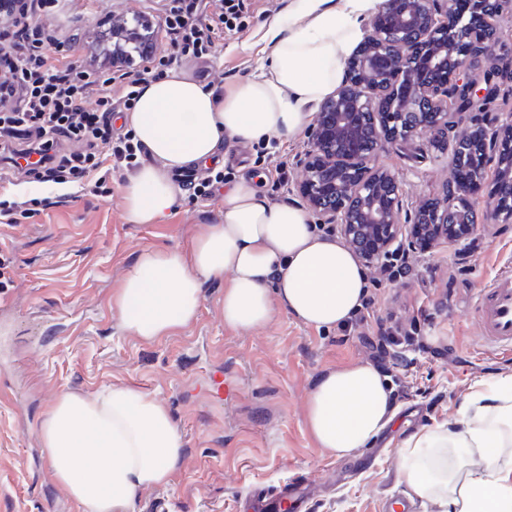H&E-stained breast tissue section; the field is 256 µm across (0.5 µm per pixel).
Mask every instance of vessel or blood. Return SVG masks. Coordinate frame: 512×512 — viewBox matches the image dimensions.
I'll list each match as a JSON object with an SVG mask.
<instances>
[{"label":"vessel or blood","mask_w":512,"mask_h":512,"mask_svg":"<svg viewBox=\"0 0 512 512\" xmlns=\"http://www.w3.org/2000/svg\"><path fill=\"white\" fill-rule=\"evenodd\" d=\"M477 314L483 337L491 346L512 351V272L499 274L482 290ZM304 493L299 481H291L275 494L257 490L252 512H299Z\"/></svg>","instance_id":"vessel-or-blood-1"}]
</instances>
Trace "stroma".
<instances>
[{
    "label": "stroma",
    "mask_w": 512,
    "mask_h": 512,
    "mask_svg": "<svg viewBox=\"0 0 512 512\" xmlns=\"http://www.w3.org/2000/svg\"><path fill=\"white\" fill-rule=\"evenodd\" d=\"M244 28L220 41L206 60L183 71L212 89L252 73L273 20L288 0H246ZM152 25L158 51L168 42L156 0H60L43 21L77 35L74 51L57 55L110 64L109 35L116 20ZM306 134L261 143L226 139L223 157L210 165L225 184L256 177L274 201L301 204L298 161ZM379 162L398 178L407 216L441 197L451 179L448 142L423 135L390 145ZM128 171L108 175L97 194L70 184L50 185L0 175V201L62 198L14 223L0 222V255L11 283L0 304V382L19 391V403L0 402V512H78L44 459L37 437L49 402L63 392L92 394L106 386H133L167 407L183 442L180 469L165 487L138 492L134 512H236L257 486L299 479L307 512H398L408 502L400 477L401 445L424 428L453 427L467 396L481 383L512 374V356L488 346L476 312L480 291L512 271V224L485 222L486 199L470 239L407 256L410 272L369 269L377 297L367 322L315 330L279 313L266 326L235 331L224 326V283L206 282L199 315L158 341L125 334L112 295L147 248H189L198 228L224 219V193L195 195L177 181L176 210L155 224H133L123 205ZM417 324L422 346L403 348L394 368L405 392L395 395L393 421L365 448L336 458L317 447L305 425L308 392L322 372L367 363L365 339L394 323ZM224 369L223 399L210 395L207 374Z\"/></svg>",
    "instance_id": "stroma-1"
}]
</instances>
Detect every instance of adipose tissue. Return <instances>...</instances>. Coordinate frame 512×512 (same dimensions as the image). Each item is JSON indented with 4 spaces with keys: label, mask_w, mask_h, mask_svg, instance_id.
<instances>
[{
    "label": "adipose tissue",
    "mask_w": 512,
    "mask_h": 512,
    "mask_svg": "<svg viewBox=\"0 0 512 512\" xmlns=\"http://www.w3.org/2000/svg\"><path fill=\"white\" fill-rule=\"evenodd\" d=\"M379 0H288L270 28L257 74L224 92L178 71L139 86L126 122L153 158L129 178L124 206L134 224L173 211L169 174L212 159L225 135L246 142L295 138L343 81L344 64ZM224 282V325L247 330L286 312L333 329L362 306L367 275L346 244L317 231L301 208L271 201L243 178L224 192V221L199 227L189 250L147 249L126 272L113 302L124 332L156 341L198 316L204 282ZM394 416L382 374L353 363L321 373L306 424L318 447L344 457L366 447ZM55 480L80 512H133L140 490L167 485L183 439L167 408L132 386L86 397L56 396L38 429ZM401 480L410 499L443 512H512V375L466 402L460 428L428 429L402 444Z\"/></svg>",
    "instance_id": "obj_1"
}]
</instances>
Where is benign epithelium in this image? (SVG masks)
<instances>
[{
    "label": "benign epithelium",
    "instance_id": "1",
    "mask_svg": "<svg viewBox=\"0 0 512 512\" xmlns=\"http://www.w3.org/2000/svg\"><path fill=\"white\" fill-rule=\"evenodd\" d=\"M471 14L456 0H380L345 78L323 102L309 126L311 149L299 162L298 189L321 224L335 227L365 266L400 258L457 232L448 215L472 211L471 199L486 195L493 223L512 221V113L491 112L505 92L504 75H475L470 61L500 50L498 19L512 0H469ZM112 63L127 62L124 43L147 35L112 25ZM482 125L481 164L472 169L455 149L468 142L471 126ZM426 132L448 139L453 179L445 194L422 205L413 223L402 219L403 192L394 174L377 165L388 145L407 143ZM495 181L486 185L487 170Z\"/></svg>",
    "mask_w": 512,
    "mask_h": 512
}]
</instances>
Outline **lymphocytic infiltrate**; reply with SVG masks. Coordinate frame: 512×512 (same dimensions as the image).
Here are the masks:
<instances>
[{"instance_id": "lymphocytic-infiltrate-1", "label": "lymphocytic infiltrate", "mask_w": 512, "mask_h": 512, "mask_svg": "<svg viewBox=\"0 0 512 512\" xmlns=\"http://www.w3.org/2000/svg\"><path fill=\"white\" fill-rule=\"evenodd\" d=\"M56 0H0V169L46 183H74L88 189L91 173L112 162L135 168L143 152L131 134L113 127L110 71L96 60H61L49 48L58 33L41 20ZM203 0H161L172 51L149 58L145 68L160 79L180 63L209 55L217 38L244 25L245 0H218L210 23L200 14ZM77 143L72 152L61 142Z\"/></svg>"}]
</instances>
